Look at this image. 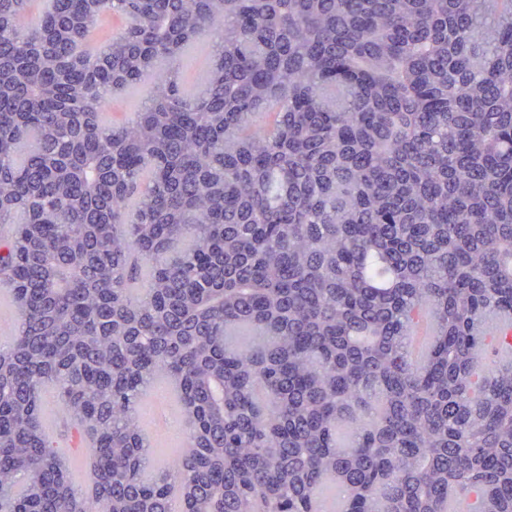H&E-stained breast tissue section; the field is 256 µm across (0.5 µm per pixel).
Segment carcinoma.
<instances>
[{
	"instance_id": "carcinoma-1",
	"label": "carcinoma",
	"mask_w": 512,
	"mask_h": 512,
	"mask_svg": "<svg viewBox=\"0 0 512 512\" xmlns=\"http://www.w3.org/2000/svg\"><path fill=\"white\" fill-rule=\"evenodd\" d=\"M30 2L0 0V512H512V0ZM48 422L50 441L54 448H58L61 452L65 453L71 460L73 468L77 471L78 477L76 482L83 484L84 479L82 477L83 457L78 452L74 451L70 440L68 439L67 425L65 419L58 414L55 424Z\"/></svg>"
}]
</instances>
